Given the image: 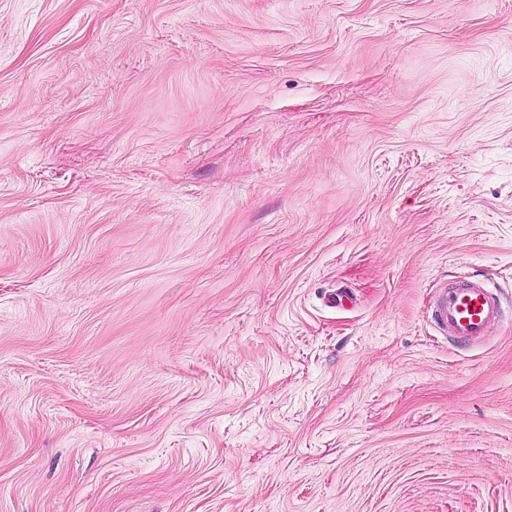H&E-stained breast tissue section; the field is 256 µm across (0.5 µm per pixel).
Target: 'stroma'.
Instances as JSON below:
<instances>
[{
    "label": "stroma",
    "mask_w": 512,
    "mask_h": 512,
    "mask_svg": "<svg viewBox=\"0 0 512 512\" xmlns=\"http://www.w3.org/2000/svg\"><path fill=\"white\" fill-rule=\"evenodd\" d=\"M512 0H0V512H512ZM500 314L498 296L481 280L442 289L432 305L439 329L461 340H483L499 323Z\"/></svg>",
    "instance_id": "35a3bbf8"
}]
</instances>
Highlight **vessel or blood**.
I'll list each match as a JSON object with an SVG mask.
<instances>
[{"mask_svg": "<svg viewBox=\"0 0 512 512\" xmlns=\"http://www.w3.org/2000/svg\"><path fill=\"white\" fill-rule=\"evenodd\" d=\"M498 296L483 281L445 288L436 296L432 316L439 329L461 340H482L500 321Z\"/></svg>", "mask_w": 512, "mask_h": 512, "instance_id": "1", "label": "vessel or blood"}]
</instances>
